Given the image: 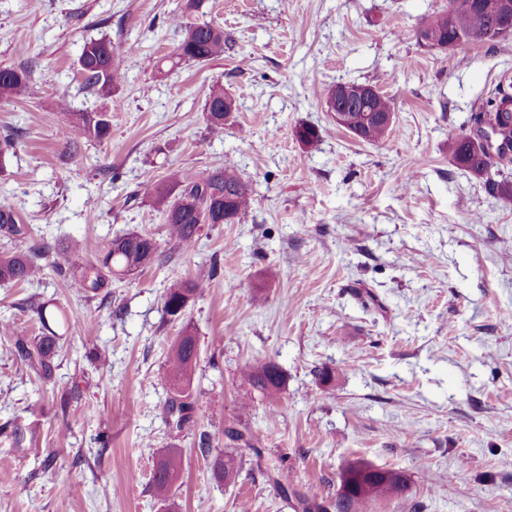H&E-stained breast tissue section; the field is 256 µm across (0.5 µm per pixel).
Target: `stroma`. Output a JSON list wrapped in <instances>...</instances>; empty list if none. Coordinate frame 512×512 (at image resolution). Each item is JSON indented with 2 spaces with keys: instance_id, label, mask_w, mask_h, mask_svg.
Here are the masks:
<instances>
[{
  "instance_id": "stroma-1",
  "label": "stroma",
  "mask_w": 512,
  "mask_h": 512,
  "mask_svg": "<svg viewBox=\"0 0 512 512\" xmlns=\"http://www.w3.org/2000/svg\"><path fill=\"white\" fill-rule=\"evenodd\" d=\"M183 2L0 0V67H31L36 85L0 103V137L13 136L0 204L29 228L0 233V253L76 239L78 268L124 233L166 244L141 183L175 168L231 163L251 197L233 223L203 225L190 250L97 296L53 272L0 282V321L14 329L0 335V512H294L287 491L336 512L355 462L407 482L356 512H512V205L457 167L448 141L512 77V45L423 46L418 30L448 0H206L223 58L161 73ZM101 37L133 50L108 99L77 67ZM353 82L394 103L380 142L327 110L328 90ZM216 85L237 102L220 137L204 112ZM71 110L109 112V139L67 155L58 130ZM303 124L324 132L313 146L296 138ZM213 263L204 295L168 316L171 281ZM34 303L77 322L47 380L14 348L39 334ZM185 326L206 417L179 430L164 412L166 357ZM255 362L281 370L276 402L242 384ZM19 423L32 434L21 446ZM230 428L249 443L230 442ZM203 429L241 457L235 483L214 477ZM173 448L181 476L163 501L153 471Z\"/></svg>"
}]
</instances>
